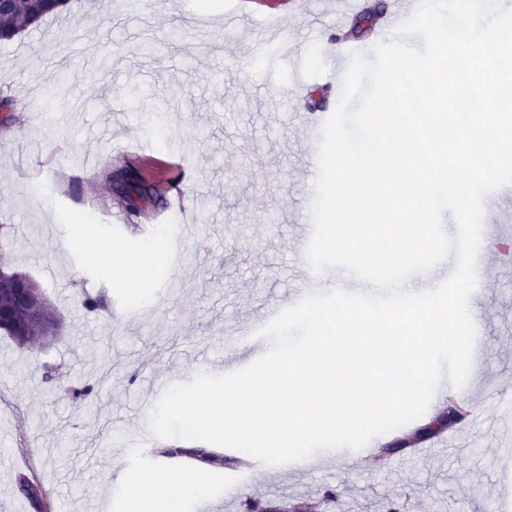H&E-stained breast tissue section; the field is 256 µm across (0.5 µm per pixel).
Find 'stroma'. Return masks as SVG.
Masks as SVG:
<instances>
[{
  "instance_id": "obj_1",
  "label": "stroma",
  "mask_w": 512,
  "mask_h": 512,
  "mask_svg": "<svg viewBox=\"0 0 512 512\" xmlns=\"http://www.w3.org/2000/svg\"><path fill=\"white\" fill-rule=\"evenodd\" d=\"M341 0H71L11 43H0V97L13 99L0 125V225L5 260L31 276L56 307L63 333L36 355L0 334V512H33L16 479L27 466L50 512H156L126 494L164 460L143 414L168 384L245 367L249 352L226 338L273 305L311 288L292 239L310 221L304 128L332 114L343 74L327 53L343 32ZM323 32L311 37L310 21ZM325 90L311 104L294 84ZM178 150L189 170V213L163 195L133 219L110 200L99 173L133 163L164 183ZM485 266L471 315L495 329L473 359L464 404L478 417L410 449L347 455L335 466L283 472L258 485L235 468L183 471L213 512H246L249 500L310 505L311 512H512V196L484 203ZM197 225L186 263L150 261L157 217ZM92 229L58 248L65 226ZM108 245L112 270L93 251ZM107 312L86 313V293ZM77 387L100 383L79 403L47 376ZM457 440L458 453L442 448Z\"/></svg>"
}]
</instances>
